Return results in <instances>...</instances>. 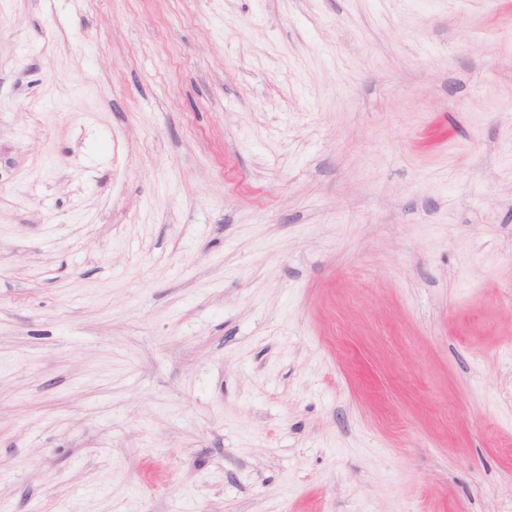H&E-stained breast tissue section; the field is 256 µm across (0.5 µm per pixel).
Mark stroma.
<instances>
[{
	"label": "stroma",
	"instance_id": "obj_1",
	"mask_svg": "<svg viewBox=\"0 0 512 512\" xmlns=\"http://www.w3.org/2000/svg\"><path fill=\"white\" fill-rule=\"evenodd\" d=\"M0 512H512V0H0Z\"/></svg>",
	"mask_w": 512,
	"mask_h": 512
}]
</instances>
